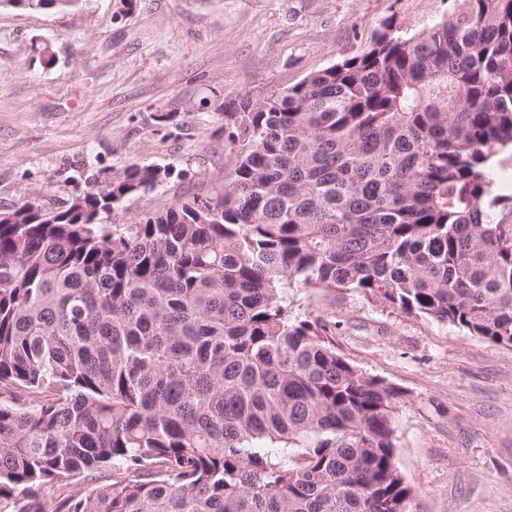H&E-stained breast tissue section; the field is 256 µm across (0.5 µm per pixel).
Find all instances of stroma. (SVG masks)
Wrapping results in <instances>:
<instances>
[{"mask_svg": "<svg viewBox=\"0 0 512 512\" xmlns=\"http://www.w3.org/2000/svg\"><path fill=\"white\" fill-rule=\"evenodd\" d=\"M450 0H0V210L49 204L131 164L168 168L112 221L223 189L237 160L220 109L357 54L391 20L415 33ZM55 60L45 65L42 48ZM169 121H162V114ZM337 351L401 389L397 464L412 512H512V348L352 291L293 288Z\"/></svg>", "mask_w": 512, "mask_h": 512, "instance_id": "stroma-1", "label": "stroma"}]
</instances>
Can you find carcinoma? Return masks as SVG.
<instances>
[{
  "label": "carcinoma",
  "mask_w": 512,
  "mask_h": 512,
  "mask_svg": "<svg viewBox=\"0 0 512 512\" xmlns=\"http://www.w3.org/2000/svg\"><path fill=\"white\" fill-rule=\"evenodd\" d=\"M221 107L224 190L119 227L169 175L131 164L0 220V512H411L401 391L288 291L512 347V0Z\"/></svg>",
  "instance_id": "cac0c4a2"
}]
</instances>
